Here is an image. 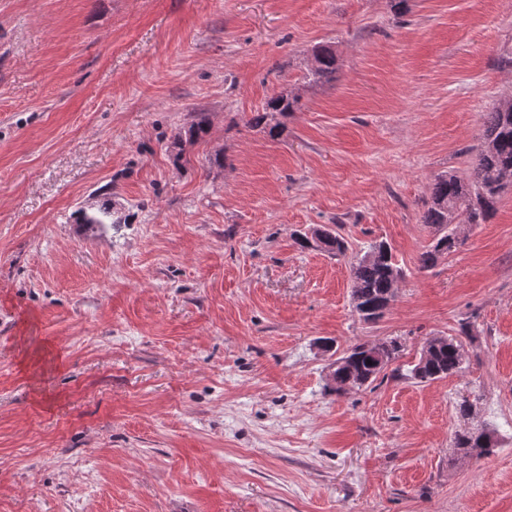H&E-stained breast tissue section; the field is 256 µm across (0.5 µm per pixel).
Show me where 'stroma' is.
Here are the masks:
<instances>
[{"label":"stroma","mask_w":512,"mask_h":512,"mask_svg":"<svg viewBox=\"0 0 512 512\" xmlns=\"http://www.w3.org/2000/svg\"><path fill=\"white\" fill-rule=\"evenodd\" d=\"M283 92L280 136L249 127ZM510 99L512 0H0V512H512V189L419 267L434 178ZM322 225L348 255L297 245ZM381 240L403 278L367 322ZM432 336L464 368L419 383ZM464 397L490 456H453ZM315 65L308 71L311 81L330 83L335 81L338 64L336 54L326 46L318 47L314 52ZM402 270L386 242L370 244L351 263V299L354 311L364 321L380 319L388 301L397 293ZM401 345L396 339L373 345L359 344L349 348L331 364V378L337 392L371 384L394 361ZM371 360L372 364H368Z\"/></svg>","instance_id":"stroma-1"}]
</instances>
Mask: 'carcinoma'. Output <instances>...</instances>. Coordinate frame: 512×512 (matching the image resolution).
<instances>
[{"instance_id":"obj_1","label":"carcinoma","mask_w":512,"mask_h":512,"mask_svg":"<svg viewBox=\"0 0 512 512\" xmlns=\"http://www.w3.org/2000/svg\"><path fill=\"white\" fill-rule=\"evenodd\" d=\"M315 65L308 71L314 82L336 80V54L326 46L314 52ZM299 98L280 94L270 98L262 110L251 115L246 124L261 128L272 138L279 135L276 116H285L298 109ZM512 185V100L495 106L486 114L484 142L478 149L472 175L464 180L456 175H439L431 188V205L423 222L436 230L428 249L420 257L421 268L428 269L437 260L456 251L460 244L458 225L478 224L495 210L501 193ZM82 223L92 226L112 219V210L102 206L95 215L80 210ZM297 244L316 248L329 254H343L347 243L340 234L328 227H316L313 233L300 234ZM402 270L397 265L392 248L385 242L370 244L364 253L351 263V299L354 311L365 321L380 319L388 301L397 293ZM400 343L392 339L373 345L359 344L349 348L331 364L334 390L359 388L374 382L377 376L394 361ZM464 360L460 342L446 336L428 338L420 357L410 370V377L420 383L431 382L458 373ZM497 447L494 432L486 427L463 429L455 435V449L461 457L488 456Z\"/></svg>"}]
</instances>
